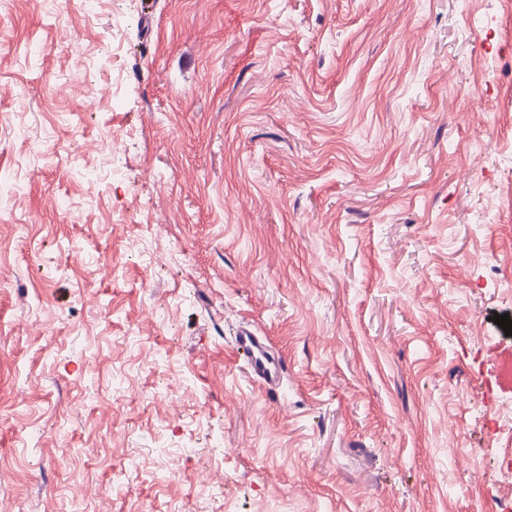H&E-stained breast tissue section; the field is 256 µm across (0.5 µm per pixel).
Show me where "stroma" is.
I'll use <instances>...</instances> for the list:
<instances>
[{
    "label": "stroma",
    "mask_w": 512,
    "mask_h": 512,
    "mask_svg": "<svg viewBox=\"0 0 512 512\" xmlns=\"http://www.w3.org/2000/svg\"><path fill=\"white\" fill-rule=\"evenodd\" d=\"M0 180V512H512L503 0H0ZM236 344L238 353L246 358L253 373L268 389H272L280 376L281 365L270 361L264 340L248 326H242L236 336Z\"/></svg>",
    "instance_id": "obj_1"
}]
</instances>
